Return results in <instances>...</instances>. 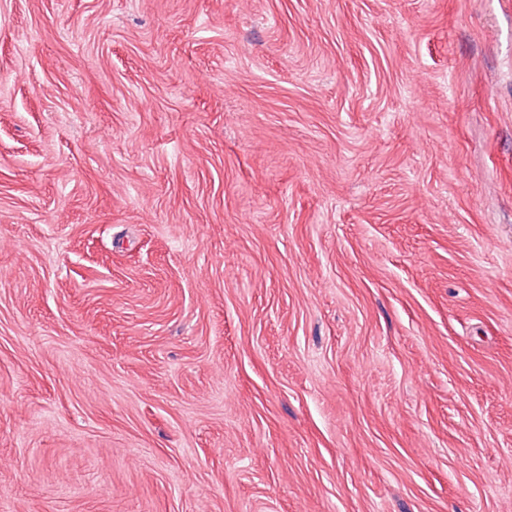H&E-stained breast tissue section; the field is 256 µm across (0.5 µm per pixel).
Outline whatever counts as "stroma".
Listing matches in <instances>:
<instances>
[{
  "instance_id": "35a3bbf8",
  "label": "stroma",
  "mask_w": 512,
  "mask_h": 512,
  "mask_svg": "<svg viewBox=\"0 0 512 512\" xmlns=\"http://www.w3.org/2000/svg\"><path fill=\"white\" fill-rule=\"evenodd\" d=\"M0 512H512V0H0Z\"/></svg>"
}]
</instances>
